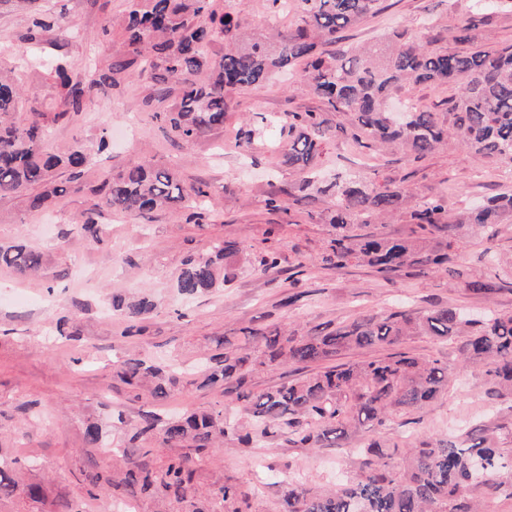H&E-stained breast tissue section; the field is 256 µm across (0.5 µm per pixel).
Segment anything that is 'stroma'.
Wrapping results in <instances>:
<instances>
[{
    "label": "stroma",
    "mask_w": 512,
    "mask_h": 512,
    "mask_svg": "<svg viewBox=\"0 0 512 512\" xmlns=\"http://www.w3.org/2000/svg\"><path fill=\"white\" fill-rule=\"evenodd\" d=\"M59 25L43 32L38 42L28 39L30 14L12 5L0 7V65L15 70L22 90L19 117L30 108L45 112L49 121L45 145L62 150L81 140L91 154L84 180H101L104 169H122L137 163L174 168L189 183L206 185L212 208L207 224L186 221L185 212L157 211L133 218L120 208L98 218L104 233L99 243L80 230L93 199L88 192L70 191L46 212H30L22 200L0 201V244L25 241L47 258L39 277L20 281L0 268V452L25 460L18 475L44 490V500L0 502V512H53L68 499L84 512H107L109 504L127 503L131 512H159L160 502L130 489L96 494L87 476L98 469L126 466L138 455L130 440L132 427L151 405L112 375V359L122 350L163 359L190 368L208 348L211 337L237 336L243 329L278 323L310 333L334 328L361 315H382L397 306L421 315L441 306L512 313L508 290L476 295L467 284L491 281L499 258L512 255V217H504L495 237L472 224L458 225L451 274H416L405 270L381 274L350 264L329 269L321 253L335 229L321 220L329 205L304 199L299 170L284 164L273 141L287 138L286 113L323 110L309 91L303 72L232 93V109L222 130L186 145L171 137L155 113L169 110L180 89L159 87L139 66H131L115 87L95 93V105L73 118L54 120L61 111V91L47 63L64 59L72 72L87 75L126 59L127 46L112 21L122 15L127 0H40ZM472 0H385L375 16L348 29L353 44H375L398 28L436 49H455L454 29L465 18ZM274 117L265 138L251 148L238 145L243 119ZM108 135L112 151H97L100 135ZM322 168L341 171L379 184L395 181L408 186L403 209L388 223L370 225V232L413 238L411 211L438 192L455 214L474 202L512 189V164L474 163L462 147L449 143L434 155L416 160L397 151L379 155L338 134L327 144ZM283 201L273 210L269 198ZM236 242L240 253L228 268L224 287L206 296L183 299L175 289L183 257L206 250L210 239ZM276 252L278 265L263 269L259 260ZM139 291L158 304L148 319L144 336L121 337V317L109 309L111 293ZM295 303H288V296ZM79 321L76 341L57 339L53 330L60 317ZM459 339L413 336L402 344L411 355L438 359L455 371L448 391L431 406L396 415L373 438L392 443L443 436L469 424L496 428L500 445L512 448V395L489 398L486 368L462 365ZM219 389L189 385L160 406V415L225 403ZM101 419L105 440L118 451L113 459L87 454L82 441L83 422ZM362 440L353 434L333 448H300L282 434L245 448L233 436L200 471L198 482L207 491L232 479L256 488L264 512H274L283 492L278 478L292 473L316 485L353 476L359 468L355 452Z\"/></svg>",
    "instance_id": "stroma-1"
}]
</instances>
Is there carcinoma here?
<instances>
[{"instance_id": "1", "label": "carcinoma", "mask_w": 512, "mask_h": 512, "mask_svg": "<svg viewBox=\"0 0 512 512\" xmlns=\"http://www.w3.org/2000/svg\"><path fill=\"white\" fill-rule=\"evenodd\" d=\"M298 20L275 42L245 37L234 13L217 0H128L119 20L131 59L115 63L86 79L62 63L54 74L63 110L55 117L77 115L94 102L93 90L118 84L117 75L136 61L157 83L180 87L179 100L159 118L172 136L186 144L224 127L228 95L263 84L281 73L305 65L310 93L328 112L340 113L345 123L336 129L364 147L379 152L396 147L422 159L455 139L474 162H512V44L494 52L473 44L472 32L504 6L505 0H476L469 17L456 27L454 40L468 48L433 50L401 32L368 46H344L332 53L318 51L336 44L342 33L382 10L383 0H298ZM200 17L208 24L197 23ZM54 27L34 10L30 39ZM224 34V51L211 53L214 32ZM421 84L456 85L458 93L434 112L410 104L394 115L388 102L401 90ZM21 97L16 83L0 73V200L23 198L29 211H45L66 191V184L83 186L90 162L87 147L74 142L63 153L45 148L46 115L31 111L22 121L15 114ZM334 136L317 112L288 113V145L284 163L307 174L303 189L314 198L330 200L329 223L336 228L322 253L328 268L352 262L380 273L405 269L420 273L451 272V247L418 248L406 238L355 234L353 224H382L399 212L408 197L400 184H377L339 175L318 174L324 145ZM66 178L59 182L60 175ZM93 208L83 220L87 238L101 241L97 217L119 207L131 216L157 209L178 208L201 226L208 219L210 193L200 185H186L171 168L132 165L107 174L87 187ZM512 213V190L493 196L456 216L448 214L445 199L427 197L410 218L421 231L451 237L453 225L476 224L495 236L503 215ZM238 253L235 242L214 239L206 252L185 256L175 288L186 298L205 295L229 281L225 262ZM45 254L24 243L0 245V267L28 278L43 270ZM504 272L497 283L470 281L474 292L493 293L512 287V260L500 261ZM157 304L149 295L112 294V310L119 313L127 338L141 336ZM416 335L462 337L464 363L488 365L494 392L512 394V315L491 314L479 319L461 307H441L423 315L407 310L362 318L318 333L301 335L278 325L251 329L243 336H217L212 353L193 371L166 370L127 354L112 362L113 374L123 383L161 404L178 386L201 379V386L225 384L236 393L246 418L230 416L228 408H204L166 420L149 412L133 428L131 441H158L168 448H189L194 455L171 454L161 463L153 449L143 448L124 475L98 471L92 485L104 489L135 487L157 497L169 512H260L254 491L224 482L207 496L198 493L199 467L210 452L231 434L245 448L283 430L299 448H327L348 432H370L385 426L408 409H422L448 388V365L402 352L353 364L326 365L353 347H390ZM316 366L317 370L281 386L256 392L253 375L261 367ZM87 448L103 447V429L95 421L83 424ZM360 471L330 489L303 480L288 485L276 512H480L468 492L485 488L512 492V456L498 446L495 431L474 425L463 440H420L408 450L406 463L390 465L393 451L377 441L358 449ZM39 500L42 488L22 484L12 468H0V500L18 497Z\"/></svg>"}]
</instances>
